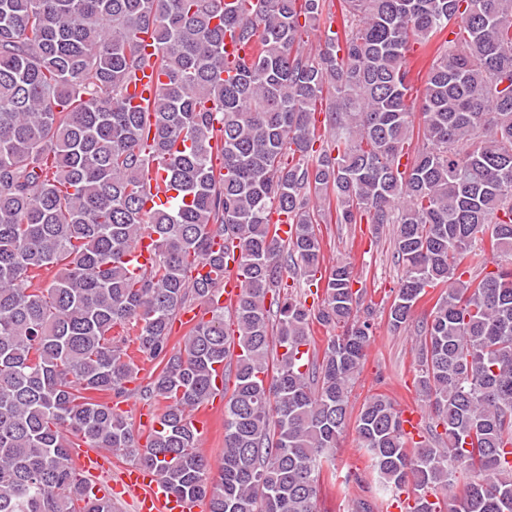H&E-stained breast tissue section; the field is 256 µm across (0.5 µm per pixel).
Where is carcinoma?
I'll list each match as a JSON object with an SVG mask.
<instances>
[{
    "label": "carcinoma",
    "mask_w": 512,
    "mask_h": 512,
    "mask_svg": "<svg viewBox=\"0 0 512 512\" xmlns=\"http://www.w3.org/2000/svg\"><path fill=\"white\" fill-rule=\"evenodd\" d=\"M243 2L0 0V512H116L77 448L156 468L207 512H317L351 425L376 474L357 512L404 487L408 512H512V0ZM325 17L340 29L304 48ZM228 34L248 47L231 73ZM153 62L166 81L134 105ZM156 162L176 195L149 208ZM321 222L395 225L392 327L438 292L418 326L420 441L386 394L352 415L375 322L352 266H324ZM145 232L155 261L136 273ZM217 236L240 251L232 334ZM195 302L211 317L169 349ZM129 323L157 362L133 390L157 406L144 444L115 408L141 371ZM316 325L340 333L300 353ZM227 364L215 477L186 418Z\"/></svg>",
    "instance_id": "carcinoma-1"
}]
</instances>
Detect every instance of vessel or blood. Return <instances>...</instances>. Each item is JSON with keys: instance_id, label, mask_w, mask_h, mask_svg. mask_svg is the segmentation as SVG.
I'll list each match as a JSON object with an SVG mask.
<instances>
[{"instance_id": "1", "label": "vessel or blood", "mask_w": 512, "mask_h": 512, "mask_svg": "<svg viewBox=\"0 0 512 512\" xmlns=\"http://www.w3.org/2000/svg\"><path fill=\"white\" fill-rule=\"evenodd\" d=\"M165 77L155 65L145 66L137 73V80L128 89L133 104L153 98ZM214 248L224 255L223 291L220 295L225 306H232L240 292L239 282L234 274L239 251L225 248L222 239H215ZM113 490L121 495L136 494L138 512H203L204 504L199 500L183 499L174 495L160 479L158 474L140 468L130 467L124 472Z\"/></svg>"}]
</instances>
